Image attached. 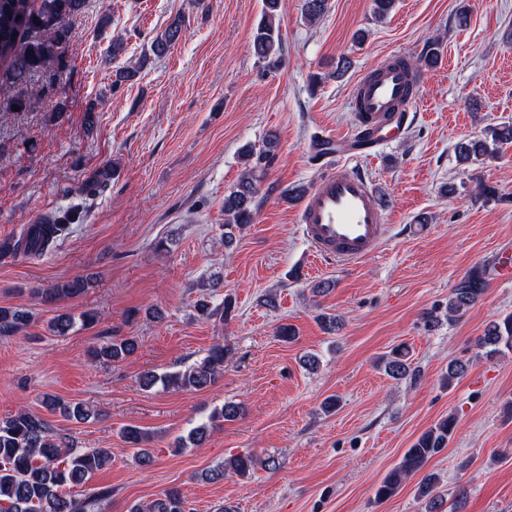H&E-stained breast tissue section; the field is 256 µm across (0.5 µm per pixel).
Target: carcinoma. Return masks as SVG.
Listing matches in <instances>:
<instances>
[{
  "label": "carcinoma",
  "mask_w": 512,
  "mask_h": 512,
  "mask_svg": "<svg viewBox=\"0 0 512 512\" xmlns=\"http://www.w3.org/2000/svg\"><path fill=\"white\" fill-rule=\"evenodd\" d=\"M85 0H0V74L13 83L23 84L31 76L52 66L60 58V49L68 33L69 19L79 13ZM282 0H263L261 19L252 38L254 55L267 71L275 72L284 64L280 11ZM327 9V0H304L303 11L307 19L318 20ZM182 21L174 20L152 44L156 54L171 49L180 39ZM512 144V122L507 121L486 128L485 136L467 140L456 146L461 161L494 159L500 150ZM275 147V136H270L263 151L244 150L252 165L240 176L238 182L224 197V242L231 245L235 232L242 231L255 218V199L259 191L257 173L270 166ZM112 181V166L105 164L90 172L85 178L80 195L94 196L105 191ZM73 217L52 212L32 224L23 226L19 234L0 239V257L12 256L27 260L41 259L59 245L69 231ZM87 280L74 278L41 291L44 302L54 303L65 297H76L85 292ZM486 280L483 273L474 271L464 278L448 296L446 311L452 319L463 315L484 293ZM234 308L232 298H224L223 308L213 309L205 300L196 302L198 315L209 318L218 313L228 318ZM30 323V315L19 308L0 307V337H11L23 332ZM479 346L487 354L496 355L512 350V314L491 322ZM139 349L136 337L113 338L91 352L93 360L115 364L132 357ZM407 347L398 345L382 358L386 373L393 379L415 375ZM232 358L231 349L216 342L199 362L183 371L157 375L146 373L141 377L145 388L157 384L165 387L199 391L213 385ZM469 362L453 359L448 362L444 380L452 384L464 376ZM43 405L58 411L69 420L79 422L91 417V411L81 403H64L47 394ZM244 413L241 405L226 403L214 410L208 422L194 428L188 440H180L182 447L198 445L218 422L235 421ZM456 429V419L450 415L438 419L424 431L411 448L407 449L397 465L388 473L375 491L378 500L393 497L403 483L421 472L428 462L448 447ZM123 438L133 450V455L143 466L153 462V454L146 443L148 433L129 427ZM112 463L110 448H80L75 437L63 430H55L43 417L20 410L0 419V512H102L112 500V488L90 486L88 482L98 471ZM259 465L251 454L235 455L224 463L208 470L205 479L222 482L230 474L250 477ZM81 486L77 494L68 489ZM438 477L426 473L421 478L417 495L427 501V512H440L443 497L437 493ZM128 512H192L186 496L176 487L164 490L156 499L144 505L135 503Z\"/></svg>",
  "instance_id": "obj_1"
}]
</instances>
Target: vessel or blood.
Returning <instances> with one entry per match:
<instances>
[{
	"mask_svg": "<svg viewBox=\"0 0 512 512\" xmlns=\"http://www.w3.org/2000/svg\"><path fill=\"white\" fill-rule=\"evenodd\" d=\"M411 70L391 56L357 81L352 93L356 130L404 134L399 112L416 100ZM347 138L336 139V161L300 201L297 222L313 255L339 265L359 263L385 242L387 212L369 178L350 167L356 154Z\"/></svg>",
	"mask_w": 512,
	"mask_h": 512,
	"instance_id": "b4317fda",
	"label": "vessel or blood"
}]
</instances>
